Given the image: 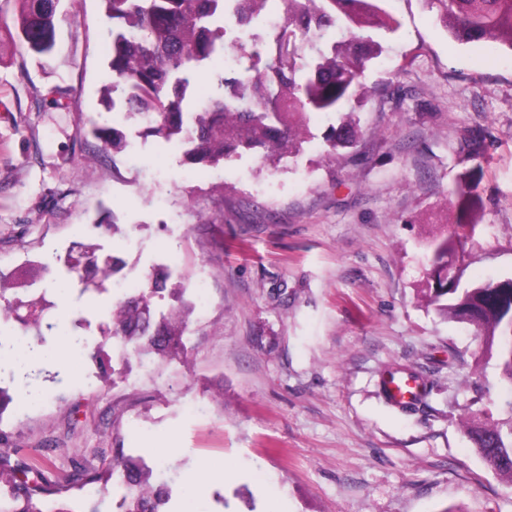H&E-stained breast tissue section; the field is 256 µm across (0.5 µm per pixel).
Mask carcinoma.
<instances>
[{
	"label": "carcinoma",
	"instance_id": "carcinoma-1",
	"mask_svg": "<svg viewBox=\"0 0 512 512\" xmlns=\"http://www.w3.org/2000/svg\"><path fill=\"white\" fill-rule=\"evenodd\" d=\"M15 33L29 51L44 57L55 48L54 17L58 0H18ZM111 43L107 68L112 84L102 89L109 112L137 117L142 134L181 148L191 165L216 167L241 150H260L263 160L277 165L294 155L306 139L311 116L335 113L336 126L325 135L324 155L357 146L360 129L348 105L366 100L370 90L361 77L367 64L381 53L371 32L394 31L396 19L379 0H283L284 21L254 29L269 0H100ZM435 10L448 35L459 43L489 42L512 51V0H424ZM230 29L250 33L249 41H226ZM231 50L232 65L212 73L208 97L198 103L189 96L197 71L215 64ZM100 151L119 153L124 133L92 124ZM471 159H480L485 136L480 130L465 139ZM477 186L461 182L452 191L463 213L472 207ZM476 229L467 218L430 237L426 259L430 285L425 299L444 319L468 325L482 345L481 359L496 360L499 384L512 393V276L462 283L467 245ZM72 290L81 298L106 289L125 261L93 250L68 255ZM172 273L159 269L142 288L112 303L107 334L138 357L185 359L184 337L194 305L164 312L155 299L167 289ZM0 282V319L31 334L44 346L56 323L45 318L53 302L41 292L24 301L6 296ZM26 314H21V310ZM14 376L0 384V512H42L45 497L53 496L59 512H98L97 503L118 487L120 512H170L168 483L157 481L140 456L121 455L99 468L73 462L59 475L42 455L28 456L14 446L11 432L1 428L3 414L13 402ZM506 417L492 422H467V434L478 454L512 484V400ZM15 465L6 461L11 456ZM84 491L82 503L62 496Z\"/></svg>",
	"mask_w": 512,
	"mask_h": 512
}]
</instances>
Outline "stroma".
I'll return each mask as SVG.
<instances>
[{
    "label": "stroma",
    "instance_id": "35a3bbf8",
    "mask_svg": "<svg viewBox=\"0 0 512 512\" xmlns=\"http://www.w3.org/2000/svg\"><path fill=\"white\" fill-rule=\"evenodd\" d=\"M382 7L399 27L374 34L357 147L323 162L337 116L320 114L303 153L275 169L244 154L195 171L113 118L99 0H59L47 58L0 27V274L77 242L146 275L209 273L185 364L143 371L104 336L113 293L57 307L105 356L34 380L24 424L0 418L17 447L64 469L74 455L91 468L142 456L190 512H512V486L463 428L503 416L507 394L476 369L470 328L422 293L423 243L457 221L450 192L464 180L482 198L467 279L512 275V51L453 42L424 0ZM94 121L123 130L125 150L100 153ZM473 129L487 136L478 160L461 148ZM112 220L119 232L101 234ZM395 367L419 374L420 402L384 397ZM201 459L208 474L187 491Z\"/></svg>",
    "mask_w": 512,
    "mask_h": 512
}]
</instances>
